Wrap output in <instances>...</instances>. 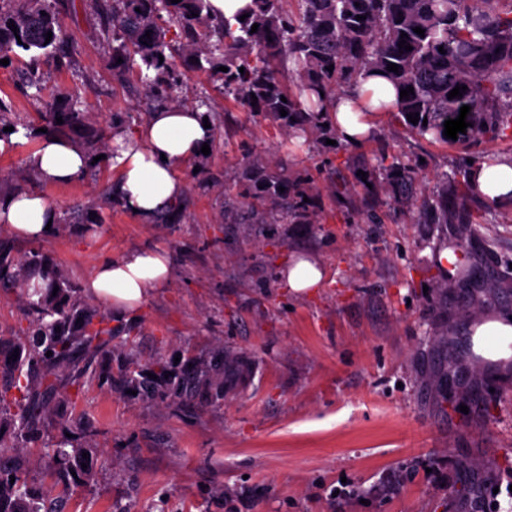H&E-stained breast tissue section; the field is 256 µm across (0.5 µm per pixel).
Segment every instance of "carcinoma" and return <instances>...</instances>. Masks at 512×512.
I'll use <instances>...</instances> for the list:
<instances>
[{
  "label": "carcinoma",
  "mask_w": 512,
  "mask_h": 512,
  "mask_svg": "<svg viewBox=\"0 0 512 512\" xmlns=\"http://www.w3.org/2000/svg\"><path fill=\"white\" fill-rule=\"evenodd\" d=\"M295 2L290 9L285 0H252L249 17L232 27L211 18L208 0H112L103 18L104 34L117 42L112 71L136 72L146 98L182 107L185 101L174 91L185 72L205 69L220 82L225 97L277 120L286 133L304 122L316 135L327 134V102L363 71L382 72L398 91L413 87L409 98L397 99L396 112L423 137L444 139V122L457 118L464 105L470 106L466 137L474 141L504 137L512 127V9L492 16L481 11L476 0ZM358 15L366 19L358 20ZM415 27L424 29V35L415 33ZM403 32L407 37H401ZM403 39L412 50L398 46ZM63 43V26L48 0H0V60L21 52L33 64L63 53ZM390 63L398 65V72L387 70ZM331 64L334 69L329 71ZM220 66L228 71L218 70ZM286 74L291 87L283 80ZM458 85L467 86L462 96L448 98ZM304 89L316 97L308 106L300 101ZM282 109L287 115H281ZM409 113L419 114L418 123L407 120ZM49 115L59 133L84 120V113L74 107ZM59 116L61 124L56 123ZM384 170L392 185L405 187L414 181L415 168L395 158ZM243 179L246 196L265 205L261 223L281 224L290 214L315 222L304 202L314 189L313 179L290 183L272 175L261 160L246 169ZM422 207L432 223H448V185ZM21 287L31 290L35 299L27 302L24 338L9 350L0 348V411L14 406L10 422L16 433L33 439L47 403L66 398L50 376L65 370L68 382L78 383L94 363L112 359V350L110 330L93 324L72 301L73 288L53 263L37 250L19 257L1 241L0 288ZM83 462L81 452L71 453L62 445L52 457L64 482L73 471L85 472ZM10 476L0 472V512H40L38 491L20 475L13 482Z\"/></svg>",
  "instance_id": "cac0c4a2"
}]
</instances>
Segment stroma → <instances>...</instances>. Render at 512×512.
I'll use <instances>...</instances> for the list:
<instances>
[{
    "label": "stroma",
    "instance_id": "stroma-1",
    "mask_svg": "<svg viewBox=\"0 0 512 512\" xmlns=\"http://www.w3.org/2000/svg\"><path fill=\"white\" fill-rule=\"evenodd\" d=\"M63 24V58L39 64L43 100L26 85L28 57L0 67V101L33 132L0 153L11 186L46 122L78 106L84 125L66 137L95 159L86 182L34 184L60 213L56 233L32 243L0 229L16 253L39 249L69 278L90 312L107 316L112 362L95 365L68 399L52 401L34 441L0 432V465L23 473L46 512H498L512 501V359L472 353L467 326L512 315V208L464 182L470 162L512 155L511 140L421 137L391 112L356 146L303 142L278 122L225 98L208 72H190L177 94L206 95L215 138L180 169L187 184L173 224H142L113 198L107 158L113 113L130 128L147 118L141 85L112 70L95 0H50ZM414 165L413 189L447 188L448 223H428L359 172L380 155ZM258 158L291 178L316 174L307 224L255 221L242 174ZM97 223L87 226L88 214ZM158 247L173 278L136 316L117 318L83 288L102 261ZM466 248V271L443 258ZM326 270L311 295L279 278L294 254ZM167 376L155 377V360ZM224 366L214 399L179 393L190 370ZM111 375L104 383L103 375ZM152 383L130 394L124 375ZM87 449L91 477L64 491L49 469L59 443Z\"/></svg>",
    "mask_w": 512,
    "mask_h": 512
}]
</instances>
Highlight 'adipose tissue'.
<instances>
[{
	"label": "adipose tissue",
	"mask_w": 512,
	"mask_h": 512,
	"mask_svg": "<svg viewBox=\"0 0 512 512\" xmlns=\"http://www.w3.org/2000/svg\"><path fill=\"white\" fill-rule=\"evenodd\" d=\"M395 102V91L386 79L365 73L337 92L328 118L338 138L355 145L371 134L377 113L395 111ZM213 137V129L205 127L199 112L170 106L150 112L134 133L118 132L110 143V160L118 173L117 201L140 223H154L186 193L179 169L199 156L202 145L211 143ZM27 163L49 183H82L90 173L86 150L65 138L42 137ZM470 183L488 203L512 205V156L497 155L474 165ZM58 218L56 207L41 194L20 187L0 192V227L16 237L28 241L49 238L47 224ZM172 276V261L166 251L136 248L99 263L84 292L122 317L138 312L168 286ZM280 277L289 293L303 296L322 285L325 269L316 257L296 255ZM471 328L476 353L498 360L512 352V319H478Z\"/></svg>",
	"instance_id": "ef3b65f1"
}]
</instances>
